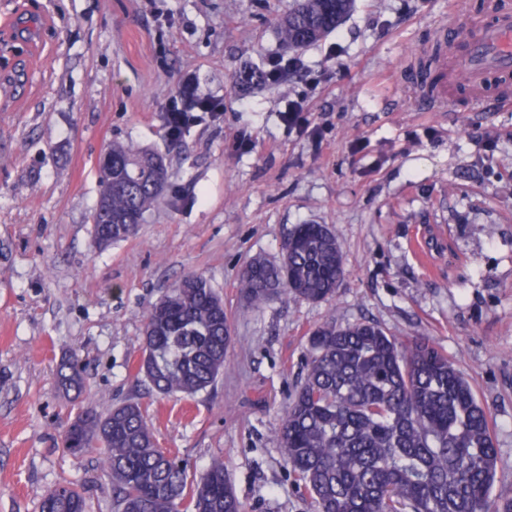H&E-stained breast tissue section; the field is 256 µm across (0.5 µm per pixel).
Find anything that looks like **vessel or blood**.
Masks as SVG:
<instances>
[{"label":"vessel or blood","instance_id":"vessel-or-blood-1","mask_svg":"<svg viewBox=\"0 0 512 512\" xmlns=\"http://www.w3.org/2000/svg\"><path fill=\"white\" fill-rule=\"evenodd\" d=\"M511 73L512 10L495 7L489 17L465 20L460 40L441 53L432 78H417L416 88L439 110L458 82H465L471 97L480 102L487 98L492 78Z\"/></svg>","mask_w":512,"mask_h":512}]
</instances>
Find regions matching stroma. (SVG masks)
Returning <instances> with one entry per match:
<instances>
[{
	"label": "stroma",
	"instance_id": "1",
	"mask_svg": "<svg viewBox=\"0 0 512 512\" xmlns=\"http://www.w3.org/2000/svg\"><path fill=\"white\" fill-rule=\"evenodd\" d=\"M291 2L0 0V512H40L66 482L113 512L98 452L61 439L69 415L128 400L192 477L223 460L247 512H316L277 431L308 336L330 319L448 354L491 414L493 494L512 498V106L460 86L439 112L409 83L484 0H354L298 53L316 90L301 77L242 88L244 63L282 55ZM186 87L224 110L196 113L171 150ZM115 142L161 151L168 178L137 234L100 249L90 215ZM312 223L345 256L334 296L248 305L240 270L278 259L284 226ZM190 273L223 295L232 343L214 388L165 397L137 373L145 313ZM72 357L76 399L55 379Z\"/></svg>",
	"mask_w": 512,
	"mask_h": 512
}]
</instances>
